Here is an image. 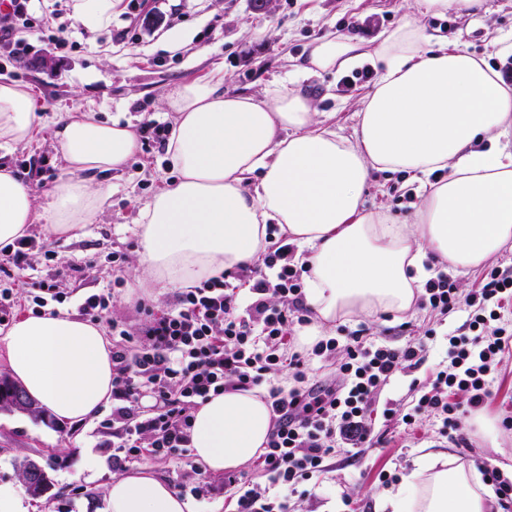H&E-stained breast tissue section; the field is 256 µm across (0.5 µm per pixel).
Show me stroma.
<instances>
[{"mask_svg": "<svg viewBox=\"0 0 512 512\" xmlns=\"http://www.w3.org/2000/svg\"><path fill=\"white\" fill-rule=\"evenodd\" d=\"M153 9L138 30H131L129 0H119L111 24L96 32L77 26L64 14L65 37L71 44L65 65L53 53L40 51L35 62L10 64L22 84L31 86L46 115L80 110L95 112L102 120H120L140 126L146 119L165 122L160 101L177 83L224 72V89L231 93H259L274 81L309 95L320 112L331 113L337 131L351 134L359 110V98L372 81L343 87L332 74L306 76L299 69L316 39L336 32H349L376 44L382 32L396 26L405 14L416 12V0H272L269 11L255 10L252 0H153ZM422 24L439 30L470 52L487 57L501 67L505 60L492 55L491 35L512 33V0H484L473 17L425 16ZM46 157L54 175H61L63 162L48 138L25 147H1L0 164L27 175L30 160ZM177 177L161 149L139 153L123 173L111 179L110 205L84 235L77 238L49 234L45 225H28L34 240L30 267L13 284L18 304H26L32 282L48 278L73 262L82 263L80 285L60 282L66 299L59 310L77 313L86 295L105 288L112 280L113 250L124 248L127 262L124 278L136 266L138 236L135 221L139 209L163 184ZM408 176L402 172L372 171L364 189L366 208L383 209L405 222L421 204L420 195H409ZM52 258H45V251ZM174 289L149 288L134 295L132 287L120 290L111 312L133 327L144 322L136 310L145 298L157 307L172 304ZM463 322L462 317L439 319L411 310L407 314L379 313L356 316L347 321L350 331L368 330L377 339L402 345L432 332L433 340L417 367L405 369L376 395L368 416L382 443L337 453L330 461L320 488L306 495H292V512H376V498L383 486L380 470L403 478L421 448L452 450L475 465L490 463L512 466V358L506 360L494 384L491 401L480 410L493 422L495 439H487L473 419H466V446L452 447L438 432L432 418L419 420L415 430L405 429L401 417L416 397V387L426 384L445 359L448 335ZM392 418H384V408ZM30 458L49 473V492L31 499V512H98L106 485L118 470L112 464V431L101 419L61 423L50 415L34 417L0 410V482L22 484L19 462ZM145 469L177 484L182 480L203 482L212 489L208 497L195 500L196 512H232V490L224 478L202 470L192 453L145 462Z\"/></svg>", "mask_w": 512, "mask_h": 512, "instance_id": "obj_1", "label": "stroma"}]
</instances>
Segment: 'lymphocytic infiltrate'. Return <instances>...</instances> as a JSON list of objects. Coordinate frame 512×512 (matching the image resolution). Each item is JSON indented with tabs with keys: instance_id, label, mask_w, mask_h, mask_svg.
<instances>
[{
	"instance_id": "lymphocytic-infiltrate-1",
	"label": "lymphocytic infiltrate",
	"mask_w": 512,
	"mask_h": 512,
	"mask_svg": "<svg viewBox=\"0 0 512 512\" xmlns=\"http://www.w3.org/2000/svg\"><path fill=\"white\" fill-rule=\"evenodd\" d=\"M30 0H7L0 11V55L9 59L35 56L31 34L43 36L51 51L65 48L66 38L50 33L47 15L36 14ZM294 247L279 239L254 263L178 289L171 308L140 303L146 317L141 328L110 316L114 288L123 287L126 254H112L114 278L109 288L84 298L82 316L112 331V459L168 457L186 451L197 408L225 390L266 386L275 428L256 466L267 480L260 488L243 476H225L235 491V512H289V498L299 487L326 472L327 462L341 448L371 446L375 430L366 412L377 391L405 368L418 366L427 338L392 345L363 330L345 339H320L297 348L294 335L307 325L312 309L306 303L302 271L291 264ZM430 316L463 314L461 334L448 337V362L436 370L401 421L414 424L425 415L440 422L439 433L455 445L465 441L469 410L493 396L494 382L512 354V274L485 270L475 288L460 294L443 262L417 299ZM343 352L339 382L306 384L305 367L315 357ZM295 381L276 383L281 368ZM465 394L466 404L455 395Z\"/></svg>"
}]
</instances>
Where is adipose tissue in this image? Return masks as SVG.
<instances>
[{
    "label": "adipose tissue",
    "instance_id": "obj_1",
    "mask_svg": "<svg viewBox=\"0 0 512 512\" xmlns=\"http://www.w3.org/2000/svg\"><path fill=\"white\" fill-rule=\"evenodd\" d=\"M371 64L352 135L319 119L313 100L282 87L263 96L224 92L220 74L175 85L162 106L175 126L166 154L178 177L136 219V286L185 288L256 261L268 225L304 251L309 345L358 314L412 310L435 257L468 272L512 246V86L481 58L405 15L376 45L346 32L311 44L303 70L342 73ZM28 86L0 84V144L25 146L42 132ZM51 135L63 174L43 192L0 167V243L43 222L71 238L109 204L101 175L140 151L131 124L71 112ZM402 171L422 196L412 223L369 210L371 171ZM46 206H39L38 196ZM9 372L59 422L96 417L112 399V349L98 325L61 311L14 322L0 340ZM263 389L227 390L199 406L190 447L206 472L250 463L272 430ZM101 512H193L146 470L112 478ZM378 512H502L473 467L444 452L418 456Z\"/></svg>",
    "mask_w": 512,
    "mask_h": 512
}]
</instances>
